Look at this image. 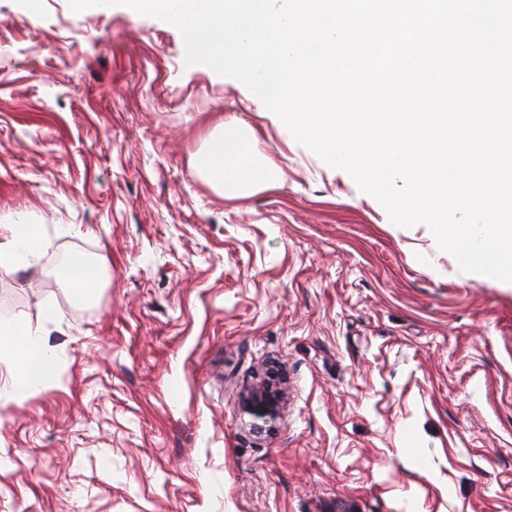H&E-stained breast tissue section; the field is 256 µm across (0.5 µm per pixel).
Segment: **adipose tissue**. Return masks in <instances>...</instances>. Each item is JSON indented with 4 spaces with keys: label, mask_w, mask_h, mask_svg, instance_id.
Wrapping results in <instances>:
<instances>
[{
    "label": "adipose tissue",
    "mask_w": 512,
    "mask_h": 512,
    "mask_svg": "<svg viewBox=\"0 0 512 512\" xmlns=\"http://www.w3.org/2000/svg\"><path fill=\"white\" fill-rule=\"evenodd\" d=\"M223 137L201 158L200 166L212 181L236 192H246L270 178L256 162L257 150L237 121L222 122ZM0 267L19 269L36 261L45 240L36 224H0ZM0 367L8 374L0 382V399L21 401L54 378L51 348L43 328L21 320L0 322Z\"/></svg>",
    "instance_id": "1"
}]
</instances>
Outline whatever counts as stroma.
<instances>
[{
	"mask_svg": "<svg viewBox=\"0 0 512 512\" xmlns=\"http://www.w3.org/2000/svg\"><path fill=\"white\" fill-rule=\"evenodd\" d=\"M180 32L116 5L0 0V319L60 377L0 400V512H512V283L394 225ZM236 118L281 172L195 167ZM102 262L96 300L58 283ZM281 368V419L242 398ZM0 267L19 269L36 261L45 248V240L38 224H0Z\"/></svg>",
	"mask_w": 512,
	"mask_h": 512,
	"instance_id": "35a3bbf8",
	"label": "stroma"
}]
</instances>
